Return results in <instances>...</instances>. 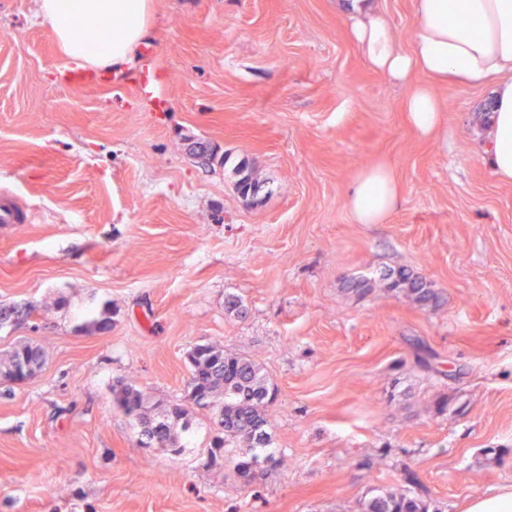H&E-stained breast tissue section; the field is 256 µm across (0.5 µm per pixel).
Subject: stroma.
Returning a JSON list of instances; mask_svg holds the SVG:
<instances>
[{"label": "stroma", "mask_w": 512, "mask_h": 512, "mask_svg": "<svg viewBox=\"0 0 512 512\" xmlns=\"http://www.w3.org/2000/svg\"><path fill=\"white\" fill-rule=\"evenodd\" d=\"M379 4L409 49L414 0ZM153 5L121 84L85 88L57 82L37 0H0V205L20 216L0 223V302L35 306L0 330V368L23 343L43 355L27 383L0 376V512H356L374 487L466 512L512 487V181L473 133L488 89L435 85L448 132L424 138L336 0ZM150 68L165 80L145 89ZM377 161L401 200L358 224L347 193ZM397 269L437 306L387 290ZM198 344L262 365L287 469L245 486L205 467L196 406L183 456L139 446L114 388L182 402Z\"/></svg>", "instance_id": "35a3bbf8"}]
</instances>
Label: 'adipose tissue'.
<instances>
[{"instance_id":"1","label":"adipose tissue","mask_w":512,"mask_h":512,"mask_svg":"<svg viewBox=\"0 0 512 512\" xmlns=\"http://www.w3.org/2000/svg\"><path fill=\"white\" fill-rule=\"evenodd\" d=\"M72 60L103 69L132 61L150 31L152 0H38ZM352 38L369 63L392 82L414 72L430 77L412 87L405 110L412 126L428 136L443 127L444 107L433 84L455 81L491 92L475 127L489 147V166L512 179V0H415L416 30L409 50L399 49L378 0H336ZM401 190L384 162L363 167L347 194L356 223L379 224L397 208Z\"/></svg>"}]
</instances>
